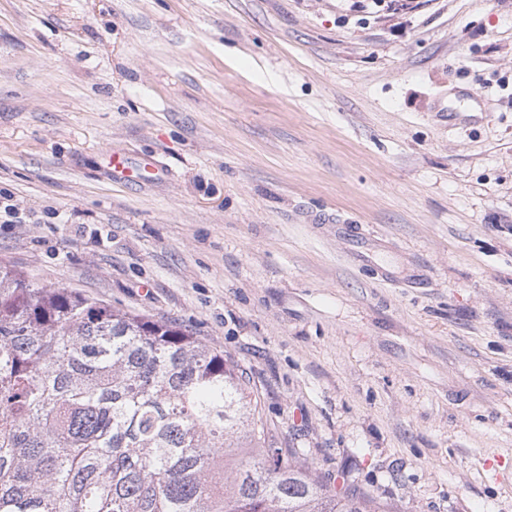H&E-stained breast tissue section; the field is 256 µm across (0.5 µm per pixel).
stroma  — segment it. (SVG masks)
I'll use <instances>...</instances> for the list:
<instances>
[{
  "label": "stroma",
  "mask_w": 512,
  "mask_h": 512,
  "mask_svg": "<svg viewBox=\"0 0 512 512\" xmlns=\"http://www.w3.org/2000/svg\"><path fill=\"white\" fill-rule=\"evenodd\" d=\"M0 263L230 355L337 493L512 512V0H0Z\"/></svg>",
  "instance_id": "stroma-1"
}]
</instances>
